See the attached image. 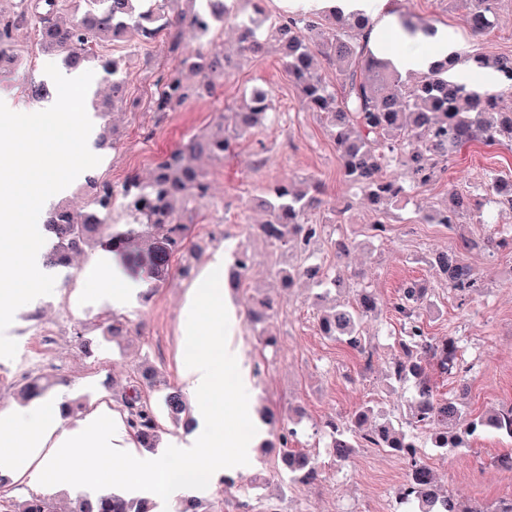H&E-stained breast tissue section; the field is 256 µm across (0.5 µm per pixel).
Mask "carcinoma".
I'll return each instance as SVG.
<instances>
[{
  "mask_svg": "<svg viewBox=\"0 0 512 512\" xmlns=\"http://www.w3.org/2000/svg\"><path fill=\"white\" fill-rule=\"evenodd\" d=\"M88 8L79 18L64 19L66 4L62 0H44L42 11H30L28 0H18L17 10H0V44L13 31L36 21L38 45L47 52L64 54V62L72 70L95 62L93 48L105 41L124 38L148 42L162 36L176 49L185 31L206 25L207 16L223 19L210 8L211 0H198L199 6L187 11L169 13L173 0H85ZM499 0H459L464 9L463 21L475 35L496 26ZM329 26H324L313 12L278 17L268 29L284 59L288 75L298 86L305 106L326 117L347 181L376 210L385 213L414 189L437 180L455 157L473 141L487 146L512 143V112L500 106L512 97V84L501 83L498 93L479 90L475 80L454 77L452 71L458 55L427 70L411 80L403 77L391 59L375 55L367 40L371 20L363 15L341 18L328 11ZM264 25L262 10L247 18H237L242 52H258ZM336 63L340 75L338 86L328 84L318 71L316 55ZM472 70L491 68L497 75L512 73V57L468 56ZM179 66L201 73L207 87L224 78L231 62L212 44H200L179 61ZM160 84L165 98L153 102L157 112H165L185 99L180 77L164 75ZM274 109L268 98L266 109L257 111L253 98L222 117L215 128L190 136L156 164L148 179L128 177L120 189L86 177L89 197L86 205L76 209L62 202L47 213L45 228L52 246L46 256L49 266L70 264L73 257L87 249L102 247L117 260L130 278L143 280L150 288L161 287L172 275L189 277L192 267L175 266L176 257L186 248L191 225L185 216L208 197L210 184L196 164L201 157L227 159L234 152L236 140L264 125ZM397 167V177L386 176ZM320 184L315 181L298 188L292 184L276 185L263 205L267 220L257 225V234L270 247L284 251L306 249L321 236L323 225L311 218L318 208ZM486 192L506 197L512 204V182L493 179ZM452 205H443L422 213L427 224H457L469 211L467 196L450 193ZM448 283V288L467 294L481 287L473 268L464 263L456 251L435 253L426 257ZM285 288L304 277L325 287L317 299L325 300L340 282L317 263L288 266L278 271ZM423 289L408 285L402 289L395 311L405 320L406 335L399 342L393 358L391 376L398 383H411L410 418L406 424L373 420L370 408H361L340 423L330 421L332 455L339 461L349 458L360 443L387 448L408 461L404 486L413 495L398 494L402 512H512L507 502L492 507L461 508L458 500L437 488L435 473L416 459L420 443L417 430L429 429L426 442L444 453L465 448L463 436L474 433L477 426L512 438V406L503 405L475 418H465L459 400L437 394L426 372L425 362L433 360L441 372L455 373L460 358L454 339L437 341L422 327L420 309ZM375 294L362 289L357 299L348 304L333 305L318 315L320 334L365 352L363 324L375 315ZM275 314L273 301L267 296L254 298L250 320L264 324ZM104 341L111 342L127 333V326L117 319L99 323ZM53 385L45 376L27 377L17 385L19 399L30 401L47 395ZM124 422L138 448L154 452L158 447L160 418L166 416L176 424L188 427L192 417L181 392L165 388L162 410H157L136 391L123 399ZM298 436L289 422L277 428L279 460L290 482L312 484L321 476L314 459L292 447ZM0 512H151L145 500L134 501L114 492L78 495L66 510L57 507L56 499L43 493H30L21 499L0 495Z\"/></svg>",
  "mask_w": 512,
  "mask_h": 512,
  "instance_id": "obj_1",
  "label": "carcinoma"
}]
</instances>
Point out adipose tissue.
I'll return each mask as SVG.
<instances>
[{
	"label": "adipose tissue",
	"instance_id": "adipose-tissue-1",
	"mask_svg": "<svg viewBox=\"0 0 512 512\" xmlns=\"http://www.w3.org/2000/svg\"><path fill=\"white\" fill-rule=\"evenodd\" d=\"M331 6L344 16L370 17L371 48H378L393 29L389 0H331ZM449 44L447 34L436 33L422 39L418 47L401 51L395 63L404 71L429 69L449 57ZM89 284L95 291L111 292L116 306L145 288L107 261L90 276ZM184 314L188 349L179 379L182 389L198 402L191 431L170 438L165 453L142 455L135 451L128 431L111 417L94 414L79 427L64 429L56 402L41 400L21 415L0 412V472L36 484L109 483L126 496L151 499L155 512H171L181 492L215 486L225 474L249 469L262 437L258 422L251 419L250 368L235 339L236 317L224 288L223 252H216L198 277ZM202 315L207 318L203 326L197 322ZM228 368L237 375L230 388L224 385ZM228 397L237 420L249 422L248 431L225 427Z\"/></svg>",
	"mask_w": 512,
	"mask_h": 512
}]
</instances>
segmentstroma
<instances>
[{
    "mask_svg": "<svg viewBox=\"0 0 512 512\" xmlns=\"http://www.w3.org/2000/svg\"><path fill=\"white\" fill-rule=\"evenodd\" d=\"M397 8L413 22H428L449 33L458 53L512 55V0H500L495 31L481 38L469 34L461 10L448 0H398ZM212 43L235 60V68L209 96L200 95L196 75L185 73L188 96L168 112L150 111L149 104L158 77L178 66L182 54L194 48L192 35H184L175 53L162 39L147 44L105 43L104 53L123 61L126 92L124 104L115 114L91 118L93 125L107 122L116 127L111 144L98 149L100 162L93 173L115 186L131 175L148 177L161 156L184 138L215 124L224 107L239 104L246 91L255 86L271 91L278 113L274 122L242 136L232 158L201 160L212 197L192 214L187 255L198 273L216 251L228 256L242 249L252 253L254 264L242 288L230 296L241 318L239 337L250 364L252 408L278 417L299 413L298 446L320 462L322 477L308 485L285 482L277 468V454L269 448L275 440L269 432L265 445L256 448L254 465L238 475L236 484H220L202 490L200 496L211 512H239L242 502L249 503L250 512H264L267 498L277 494L282 497L283 512H397L395 494L405 479L404 460L388 449L362 445L344 465H337L320 428L364 405L407 418L410 387L390 380L388 371L401 337L391 303L409 283L427 289L422 309L427 333L439 340L452 337L460 341L474 365L464 382L434 375L439 393L453 396L460 387H467L465 411L471 417L512 402V248L486 242L490 230L502 235L512 232V208L486 205L482 195L489 178L512 180V146L469 144L449 161L447 172L438 181L415 189L409 201L387 214H378L345 180L325 119L304 108L274 47L241 55L231 22L214 30ZM9 55L15 64L0 71V90L24 94L31 83L46 81L50 58L38 50L32 27L16 31ZM261 156L266 162L260 166L256 160ZM309 180L319 181L323 190V205L313 214L314 220L325 226L319 240L306 252L290 254L272 250L251 235L250 225L267 218L266 211L255 206V199L267 196L281 182ZM452 188L469 193L471 209L484 210L489 224L479 223L471 214L450 228L420 223L416 209L441 206ZM379 221L385 222L387 232L376 237L370 226ZM343 234L359 243L347 267L337 264L334 247ZM451 246L458 248L460 258L482 282L478 292L465 298L449 291L447 283L422 261L423 255ZM102 256L97 249L70 266L53 268V294L38 297L34 307L16 311L6 334L17 342V354L11 360L0 358V374L24 368L33 375L48 374L59 380L52 397L82 400L83 409L67 420L71 426L94 412L122 421L121 394L142 362L154 365L163 383L179 384L185 345L183 309L192 279L174 277L154 289L150 299L137 296L116 306L85 283V271L96 266ZM307 260L344 278L351 270H359L365 283L376 290L380 312L366 325L368 355L321 336L313 285L299 280L292 288H281L276 270ZM258 289L279 301L273 319L278 344L273 349L263 347L245 318L249 297ZM112 316L126 322L128 336L86 356L75 333L95 339V324ZM510 451L512 439L484 434L471 439L469 448L457 454L425 449L424 459L442 488L463 504L491 506L512 498V471L492 463L495 456Z\"/></svg>",
    "mask_w": 512,
    "mask_h": 512,
    "instance_id": "35a3bbf8",
    "label": "stroma"
}]
</instances>
